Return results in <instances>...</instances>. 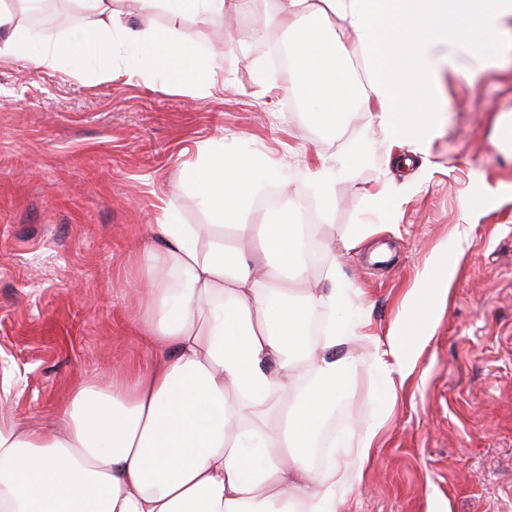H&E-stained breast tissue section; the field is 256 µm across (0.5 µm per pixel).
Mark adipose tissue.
Segmentation results:
<instances>
[{"label": "adipose tissue", "mask_w": 512, "mask_h": 512, "mask_svg": "<svg viewBox=\"0 0 512 512\" xmlns=\"http://www.w3.org/2000/svg\"><path fill=\"white\" fill-rule=\"evenodd\" d=\"M93 19L81 38L64 35L41 49L16 36V15L0 6V62L43 66L71 52L105 60L110 78L129 76L115 43L133 47L143 71L200 68L193 49L150 27L115 29L112 0H78ZM325 15L346 21L367 52L369 95L386 141L425 150L426 108L444 71L484 69L499 52L512 14L506 0H321ZM143 16L223 17L238 0H138ZM335 39L312 30L295 40L292 82L319 105L318 121L338 126L356 94L331 78ZM357 144L339 166L309 173L321 209L336 207L334 171L364 157ZM192 186L212 221L182 224L165 212L161 248L142 253L147 288L141 327L160 352L127 382L76 385L62 426L27 429L0 419V512H336L341 489L361 484L374 428L348 444L343 463L320 470L307 450L336 407L354 362L336 344L359 335V322L327 325L307 338L317 309L343 306L348 286L327 264L323 285L300 294L288 272L303 268V225L252 224L254 191L278 173L244 155L208 149ZM456 261L425 273L424 294L410 293L402 322L374 367L388 387L405 380L432 335L422 296L444 300ZM236 399H229L228 391Z\"/></svg>", "instance_id": "adipose-tissue-1"}]
</instances>
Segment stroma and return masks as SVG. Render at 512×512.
I'll list each match as a JSON object with an SVG mask.
<instances>
[{
  "label": "stroma",
  "mask_w": 512,
  "mask_h": 512,
  "mask_svg": "<svg viewBox=\"0 0 512 512\" xmlns=\"http://www.w3.org/2000/svg\"><path fill=\"white\" fill-rule=\"evenodd\" d=\"M276 0H248L223 23L156 11L151 26L174 30L210 59L209 97L193 101L161 73L114 82L75 55L53 66L0 63V416L25 428L62 423L80 382L106 385L149 368L158 351L142 337L137 257L159 245L151 227L165 210L185 224L210 218L186 174L200 146L241 152L274 166L287 204L311 198L307 170L365 143L361 164L339 177L336 208L320 214L322 263L335 260L350 285L347 311L386 339L406 294L420 287L438 250L459 272L411 376L388 391L372 347L347 376L328 427L377 430L361 485L340 492L337 512H512V34L480 71L445 75L438 128L424 152L400 165L374 113L353 108L341 129L321 125L288 76L269 62L293 31L257 28L248 12L274 14ZM57 19L26 33L51 41L87 27L78 0H58ZM386 193L391 204L372 207ZM252 210L255 222L278 223Z\"/></svg>",
  "instance_id": "obj_1"
}]
</instances>
